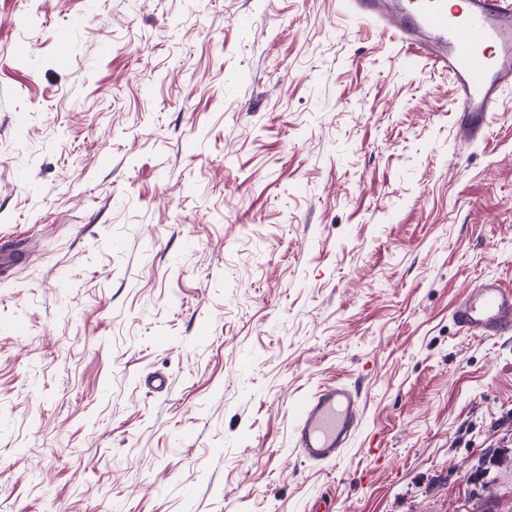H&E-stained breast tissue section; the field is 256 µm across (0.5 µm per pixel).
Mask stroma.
Masks as SVG:
<instances>
[{
	"mask_svg": "<svg viewBox=\"0 0 512 512\" xmlns=\"http://www.w3.org/2000/svg\"><path fill=\"white\" fill-rule=\"evenodd\" d=\"M451 100L348 0H0V512H512V335L452 317L512 289V93ZM453 318L470 336H506L512 333V290L488 278L469 288L457 302ZM295 411V448L317 465L339 460L361 426L357 396L344 384L325 386L298 400Z\"/></svg>",
	"mask_w": 512,
	"mask_h": 512,
	"instance_id": "obj_1",
	"label": "stroma"
}]
</instances>
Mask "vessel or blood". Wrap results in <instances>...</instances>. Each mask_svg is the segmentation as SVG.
Returning <instances> with one entry per match:
<instances>
[{"instance_id": "vessel-or-blood-1", "label": "vessel or blood", "mask_w": 512, "mask_h": 512, "mask_svg": "<svg viewBox=\"0 0 512 512\" xmlns=\"http://www.w3.org/2000/svg\"><path fill=\"white\" fill-rule=\"evenodd\" d=\"M357 12L383 27L415 57L447 72L456 135L485 140L490 116L512 90V0H352ZM453 318L470 336L512 334V290L488 278L457 302ZM294 443L317 465L339 460L361 426L354 390L329 385L295 404Z\"/></svg>"}]
</instances>
